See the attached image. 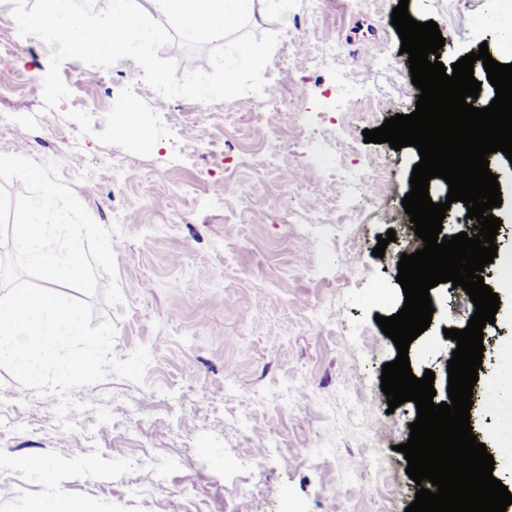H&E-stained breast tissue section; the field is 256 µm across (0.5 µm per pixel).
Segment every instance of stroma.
Segmentation results:
<instances>
[{"mask_svg":"<svg viewBox=\"0 0 512 512\" xmlns=\"http://www.w3.org/2000/svg\"><path fill=\"white\" fill-rule=\"evenodd\" d=\"M399 2L292 0L288 22L272 11L248 20L224 48L265 53L257 112L235 98H165L130 58L107 68L63 61L70 95L45 108L28 80L43 79L50 49L20 36L12 5L0 7V153L58 162L92 218L119 226L123 301L96 293L93 320L115 325L117 358L140 346L152 355L144 383L111 374L73 390L69 432L55 414L57 394L26 389L0 367V512H29L51 491L85 512H405L414 501L397 447L417 408L388 407L382 367L398 351L375 318L403 306L398 263L418 240L402 200L420 158L415 147L363 135L416 107L409 57L391 23ZM408 11L437 23L444 66L483 43L499 63L512 61L502 39L512 27L488 0H409ZM329 40L338 56H325ZM129 104L138 141L116 128ZM304 168L321 178L324 223L292 221L304 189L285 176ZM346 170L381 173V192L344 194ZM500 182L501 258L488 266L491 286L512 261V173ZM391 229L395 242L373 256ZM302 257L311 270L299 267ZM432 296L431 324L408 356L413 374L432 370L440 390L452 352L442 329L463 328L472 305L446 285ZM499 298L484 329L472 431L502 476L512 475V457L495 450L500 415L486 396L499 373L496 350L512 341V292ZM300 388L309 400H296ZM367 419L379 423L378 443L361 428ZM270 431L293 465L264 459ZM372 451L383 484L370 497L363 488L375 475L362 460ZM26 457L44 461L46 472L23 466ZM151 470L160 481H144Z\"/></svg>","mask_w":512,"mask_h":512,"instance_id":"35a3bbf8","label":"stroma"}]
</instances>
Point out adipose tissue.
Wrapping results in <instances>:
<instances>
[{
	"mask_svg": "<svg viewBox=\"0 0 512 512\" xmlns=\"http://www.w3.org/2000/svg\"><path fill=\"white\" fill-rule=\"evenodd\" d=\"M153 11L182 31L210 44L223 43L247 19L263 16L275 7L287 18L289 0H149Z\"/></svg>",
	"mask_w": 512,
	"mask_h": 512,
	"instance_id": "1",
	"label": "adipose tissue"
}]
</instances>
